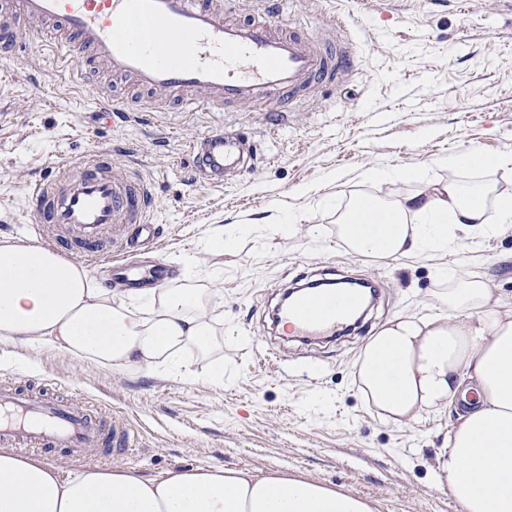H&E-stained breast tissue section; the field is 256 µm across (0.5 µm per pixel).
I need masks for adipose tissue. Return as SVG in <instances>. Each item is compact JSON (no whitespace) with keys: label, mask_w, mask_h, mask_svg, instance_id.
I'll use <instances>...</instances> for the list:
<instances>
[{"label":"adipose tissue","mask_w":512,"mask_h":512,"mask_svg":"<svg viewBox=\"0 0 512 512\" xmlns=\"http://www.w3.org/2000/svg\"><path fill=\"white\" fill-rule=\"evenodd\" d=\"M375 212L377 223H359ZM512 232V201L490 186L451 180L395 200L355 198L337 219L349 251L377 260L441 252ZM439 314L399 315L370 336L355 363L367 403L395 425L465 399L440 470L462 512H512V301L483 275L440 267ZM221 323L206 289L116 292L55 251L0 236V342L52 346L102 367L194 379L187 354L215 342ZM0 512H376L322 483L249 468H188L144 478L82 467L60 477L0 448Z\"/></svg>","instance_id":"adipose-tissue-1"}]
</instances>
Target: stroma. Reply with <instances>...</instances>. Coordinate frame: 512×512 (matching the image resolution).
Returning a JSON list of instances; mask_svg holds the SVG:
<instances>
[{
  "label": "stroma",
  "mask_w": 512,
  "mask_h": 512,
  "mask_svg": "<svg viewBox=\"0 0 512 512\" xmlns=\"http://www.w3.org/2000/svg\"><path fill=\"white\" fill-rule=\"evenodd\" d=\"M287 25L329 39L352 62L335 82L287 101L230 102L182 112L86 60V78L61 74L50 44L0 51V235L30 238L26 193L57 159L108 152L118 171L144 179L162 225L168 280L196 275L219 297L224 333L189 358L202 377L181 382L128 373L63 351L0 344V384L35 383L123 417L131 451L101 449L53 467L122 464L156 478L174 468H254L299 475L372 502L377 512H460L439 459L461 422L448 406L403 425L383 422L355 381L367 338L398 315L437 314V265L482 274L512 299V235L445 252L374 260L339 245L336 216L351 198L393 199L434 182L476 181L512 194V167L463 170L450 154L512 152V0H280ZM340 24H333V17ZM289 116H282V109ZM259 145L253 171L199 181L189 146L217 128ZM378 169L377 180L363 179ZM300 215L293 235L271 233ZM250 230L217 252L219 227ZM355 273L380 288L363 325L336 343L308 347L271 334L268 313L282 289L307 277ZM277 351L269 367L264 359ZM224 363V383L203 374Z\"/></svg>",
  "instance_id": "stroma-1"
}]
</instances>
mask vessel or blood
Masks as SVG:
<instances>
[{"label": "vessel or blood", "instance_id": "b4317fda", "mask_svg": "<svg viewBox=\"0 0 512 512\" xmlns=\"http://www.w3.org/2000/svg\"><path fill=\"white\" fill-rule=\"evenodd\" d=\"M15 7L17 16L0 24V40L10 46L19 44L20 21L39 22L61 66L77 70L89 55L140 88L186 97L195 107L292 95L335 81L350 62L300 31H284L277 0H266L264 20L246 22L226 16L211 0H15ZM192 155L198 172L221 175L247 168L257 150L216 129ZM57 167L58 175L28 191L36 233L64 255L123 272L130 284H163L166 263L143 271L128 260L141 245L160 246L148 185L114 172L101 157L65 159ZM362 299L351 288L305 293L279 308L276 320L291 337L313 342L339 335ZM128 439L108 412H92L82 401H54L33 385L0 387L1 448L122 452Z\"/></svg>", "mask_w": 512, "mask_h": 512}]
</instances>
